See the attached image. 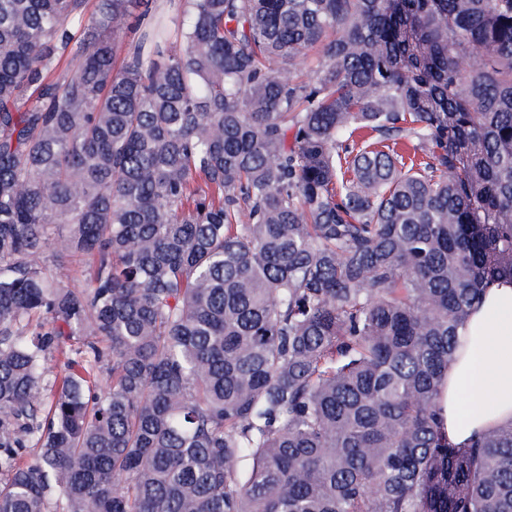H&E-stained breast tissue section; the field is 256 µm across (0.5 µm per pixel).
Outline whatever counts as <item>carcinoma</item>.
<instances>
[{
    "label": "carcinoma",
    "mask_w": 512,
    "mask_h": 512,
    "mask_svg": "<svg viewBox=\"0 0 512 512\" xmlns=\"http://www.w3.org/2000/svg\"><path fill=\"white\" fill-rule=\"evenodd\" d=\"M149 4L0 0V512H512V0ZM460 336L466 343L448 364L441 427L450 442L467 446L488 428L512 421L511 278L484 288Z\"/></svg>",
    "instance_id": "cac0c4a2"
}]
</instances>
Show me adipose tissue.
<instances>
[{
    "label": "adipose tissue",
    "instance_id": "adipose-tissue-1",
    "mask_svg": "<svg viewBox=\"0 0 512 512\" xmlns=\"http://www.w3.org/2000/svg\"><path fill=\"white\" fill-rule=\"evenodd\" d=\"M465 339L448 365L441 427L449 441L471 443L512 421V279L484 288L460 331Z\"/></svg>",
    "mask_w": 512,
    "mask_h": 512
}]
</instances>
